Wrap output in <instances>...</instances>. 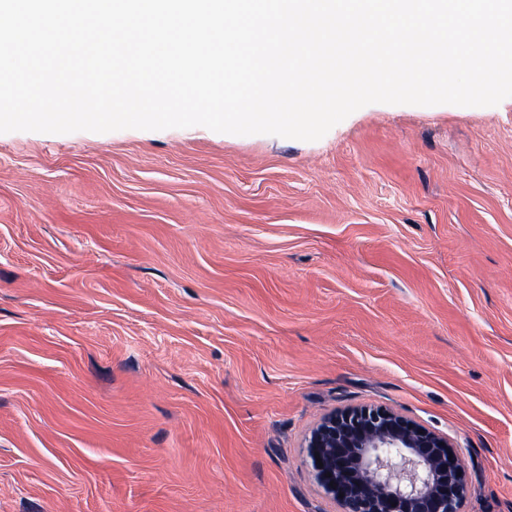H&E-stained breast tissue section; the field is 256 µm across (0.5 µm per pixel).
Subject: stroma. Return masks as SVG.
Returning <instances> with one entry per match:
<instances>
[{
	"label": "stroma",
	"instance_id": "stroma-1",
	"mask_svg": "<svg viewBox=\"0 0 512 512\" xmlns=\"http://www.w3.org/2000/svg\"><path fill=\"white\" fill-rule=\"evenodd\" d=\"M355 406L512 512V97L0 133V512H337L306 440Z\"/></svg>",
	"mask_w": 512,
	"mask_h": 512
}]
</instances>
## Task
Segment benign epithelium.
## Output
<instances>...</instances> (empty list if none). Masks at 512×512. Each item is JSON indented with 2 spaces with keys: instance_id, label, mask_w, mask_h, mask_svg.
I'll use <instances>...</instances> for the list:
<instances>
[{
  "instance_id": "benign-epithelium-1",
  "label": "benign epithelium",
  "mask_w": 512,
  "mask_h": 512,
  "mask_svg": "<svg viewBox=\"0 0 512 512\" xmlns=\"http://www.w3.org/2000/svg\"><path fill=\"white\" fill-rule=\"evenodd\" d=\"M307 457L341 512H462L468 483L448 437L386 407H347L311 430Z\"/></svg>"
}]
</instances>
